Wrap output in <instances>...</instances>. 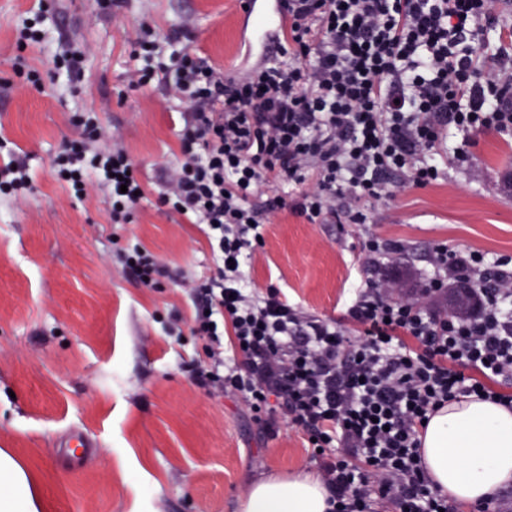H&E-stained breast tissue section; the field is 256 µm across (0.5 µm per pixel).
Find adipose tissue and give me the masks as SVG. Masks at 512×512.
<instances>
[{"mask_svg": "<svg viewBox=\"0 0 512 512\" xmlns=\"http://www.w3.org/2000/svg\"><path fill=\"white\" fill-rule=\"evenodd\" d=\"M421 456L435 486L454 500L476 503L512 483V410L463 398L434 413L421 435ZM327 489L313 474L252 482L241 512H326ZM0 512H35L23 471L0 456Z\"/></svg>", "mask_w": 512, "mask_h": 512, "instance_id": "ef3b65f1", "label": "adipose tissue"}]
</instances>
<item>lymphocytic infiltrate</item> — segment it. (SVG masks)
Returning a JSON list of instances; mask_svg holds the SVG:
<instances>
[{
    "instance_id": "1",
    "label": "lymphocytic infiltrate",
    "mask_w": 512,
    "mask_h": 512,
    "mask_svg": "<svg viewBox=\"0 0 512 512\" xmlns=\"http://www.w3.org/2000/svg\"><path fill=\"white\" fill-rule=\"evenodd\" d=\"M287 15L276 53L229 75L195 48L189 26L142 27L139 87H162L182 116L183 161L158 199L204 225L216 272L192 285V335L209 362L192 380L253 412L284 410L310 442L328 512H456L421 463L424 422L473 396L512 408V258L435 245L420 288L369 280L341 321L306 316L275 287L256 292L244 271L281 210L311 224L366 221L360 204L426 187L444 173L448 131L512 132V58L475 78L481 24L501 0H279ZM53 160L76 194L89 180L110 193V219L129 224L145 184L97 113ZM270 198H261L262 190ZM122 263L156 287L170 277L136 243ZM473 280L474 308L446 307L448 288ZM359 328L349 337L341 327Z\"/></svg>"
}]
</instances>
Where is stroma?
<instances>
[{"instance_id": "35a3bbf8", "label": "stroma", "mask_w": 512, "mask_h": 512, "mask_svg": "<svg viewBox=\"0 0 512 512\" xmlns=\"http://www.w3.org/2000/svg\"><path fill=\"white\" fill-rule=\"evenodd\" d=\"M39 18L38 45L20 29ZM168 33L189 25L201 51L230 71L261 57L253 21L234 0H0V165L26 162L30 192L0 197V451L26 475L37 512H240L258 477L314 471L303 435L283 411L255 414L238 399L197 387L204 360L192 336L193 306L180 284L214 267L198 225L159 206L162 177L182 158L180 115L161 88L128 76L142 24ZM85 50L75 90L53 80L54 59ZM42 82L32 85L28 71ZM91 109L118 130L139 162L148 194L132 223L110 220L94 187L76 196L51 172L75 113ZM460 156L444 178L373 201L363 224H311L278 212L247 261L260 287L324 319L340 316L347 289L371 278L369 235L409 244L387 278L419 287L432 245L512 257V138L449 132ZM139 242L173 274L147 288L117 259ZM88 434L97 455L64 464L60 444Z\"/></svg>"}]
</instances>
